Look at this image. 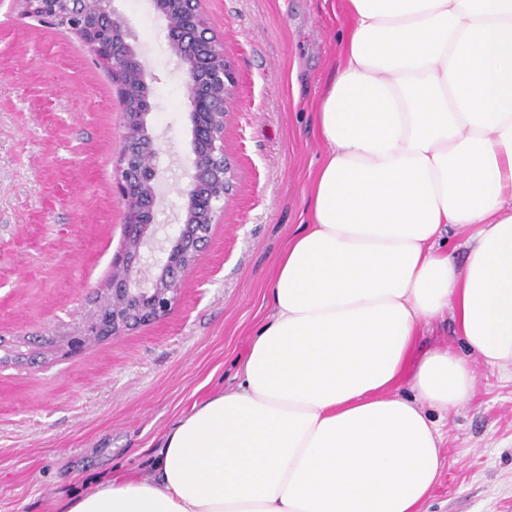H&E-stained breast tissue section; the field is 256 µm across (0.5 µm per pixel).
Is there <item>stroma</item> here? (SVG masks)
<instances>
[{
    "label": "stroma",
    "mask_w": 512,
    "mask_h": 512,
    "mask_svg": "<svg viewBox=\"0 0 512 512\" xmlns=\"http://www.w3.org/2000/svg\"><path fill=\"white\" fill-rule=\"evenodd\" d=\"M148 70V126L167 194L157 223L181 222L191 160L184 73L149 0H114ZM237 72L224 145L236 193L178 302L162 320L78 356L0 361V512H57L97 477H146L168 428L238 384L268 314L274 261L300 228L324 146L315 104L352 28L346 0H203ZM105 68L72 34L0 0V338L79 323L124 239L112 193L122 149ZM472 398L448 416L428 512H512V374L474 363Z\"/></svg>",
    "instance_id": "obj_1"
}]
</instances>
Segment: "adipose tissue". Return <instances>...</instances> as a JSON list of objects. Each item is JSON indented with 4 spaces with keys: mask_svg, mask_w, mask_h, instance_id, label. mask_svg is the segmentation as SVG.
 Listing matches in <instances>:
<instances>
[{
    "mask_svg": "<svg viewBox=\"0 0 512 512\" xmlns=\"http://www.w3.org/2000/svg\"><path fill=\"white\" fill-rule=\"evenodd\" d=\"M347 5L307 220L237 387L175 421L150 477L101 480L60 512H425L472 360L512 372V0ZM447 315L468 357L412 362L421 325Z\"/></svg>",
    "mask_w": 512,
    "mask_h": 512,
    "instance_id": "adipose-tissue-1",
    "label": "adipose tissue"
}]
</instances>
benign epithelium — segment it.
I'll list each match as a JSON object with an SVG mask.
<instances>
[{
  "mask_svg": "<svg viewBox=\"0 0 512 512\" xmlns=\"http://www.w3.org/2000/svg\"><path fill=\"white\" fill-rule=\"evenodd\" d=\"M24 14L75 34L110 69L122 105L124 147L112 194L124 207V242L112 256V276L93 291L84 320L52 338V351L73 357L94 339L121 335L164 318L178 300L185 276L197 268L213 225L233 197L237 170L224 149V131L237 85L224 43L213 32L202 0H150L163 18L171 53L185 75L191 125V173L180 190L184 223L165 236L164 257L146 265L144 251L157 239L160 147L148 129L152 109L146 68L130 42L131 30L99 0L98 14L85 0H19Z\"/></svg>",
  "mask_w": 512,
  "mask_h": 512,
  "instance_id": "1",
  "label": "benign epithelium"
}]
</instances>
